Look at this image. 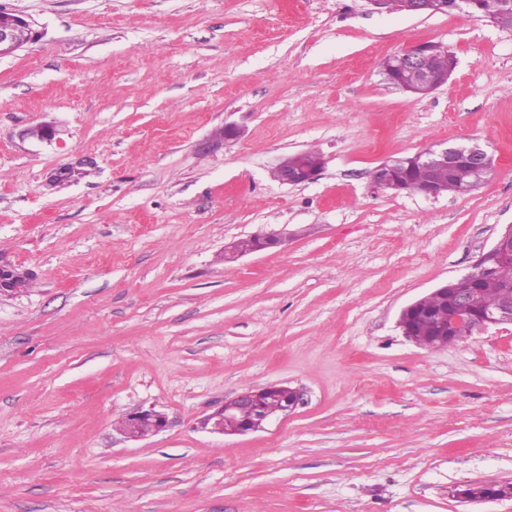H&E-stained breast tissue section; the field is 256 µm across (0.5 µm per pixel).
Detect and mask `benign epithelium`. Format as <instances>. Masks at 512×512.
Wrapping results in <instances>:
<instances>
[{
	"label": "benign epithelium",
	"instance_id": "benign-epithelium-1",
	"mask_svg": "<svg viewBox=\"0 0 512 512\" xmlns=\"http://www.w3.org/2000/svg\"><path fill=\"white\" fill-rule=\"evenodd\" d=\"M448 8L446 0H407L406 10L415 15H433L444 12ZM29 24L22 17L0 12V58L10 56L23 48L27 43ZM423 43H418L408 51L391 58V65L404 67L413 71L415 78L411 85L404 90L423 95L430 94L444 86L456 67V58L448 52L447 46H442L443 55L448 57V68L437 70L428 64V58L421 53ZM389 65V66H391ZM389 66H384V72H389ZM427 157V162L453 172L459 165L464 164L472 169L487 173L492 171L491 156L481 147L458 146L448 147L440 151L428 150L417 153L404 160H387L373 169L372 184L382 190L403 189V185L397 178L398 165L406 163L414 164ZM294 165L279 164L273 174L275 178L289 185L308 184L315 181L324 168V158L312 151H304L296 154ZM249 240L255 243L252 252L257 253L282 244V239L277 234L265 236H251ZM512 258V225L505 228L494 246L481 256L475 264L470 275L480 274L490 269V264L501 258ZM431 294L440 300H450L453 309L457 311L471 312V316L463 319L459 316L448 314V320H443L436 314V309L429 308L427 312L435 315L437 328L440 332L439 339L445 340L448 332L456 329L461 323L467 321L477 329H486L490 326L512 325V292L501 298L498 304L489 309L474 307L473 292H461L455 288L446 286L435 288ZM282 386L271 384L258 389H246L233 398L224 402V405L209 415L206 424L211 426L215 433L223 435H243L259 431L264 428L274 416L286 415L292 412L301 399L300 393L295 389H288V399L276 410L266 406V399L275 396V392ZM128 426L124 429L126 437L131 440H140L150 435H155L166 428V416L153 408L138 409L127 416Z\"/></svg>",
	"mask_w": 512,
	"mask_h": 512
}]
</instances>
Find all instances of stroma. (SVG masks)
I'll return each instance as SVG.
<instances>
[{"instance_id":"35a3bbf8","label":"stroma","mask_w":512,"mask_h":512,"mask_svg":"<svg viewBox=\"0 0 512 512\" xmlns=\"http://www.w3.org/2000/svg\"><path fill=\"white\" fill-rule=\"evenodd\" d=\"M0 7L32 29L0 58V512H512L457 496L512 482V327L426 349L398 324L512 225V30L367 0ZM428 40L447 84L387 83ZM473 143L493 169L469 194L371 185ZM301 151L319 178L274 180ZM270 384L300 391L289 415L205 426ZM150 407L166 428L126 439ZM246 239H248V240L245 242H241V245H244L245 247H249L252 245V243L249 241V240H251L255 243V247L252 250L242 251L239 249V246H238V244L241 240L237 241L236 243H234L233 245L228 247L229 248L228 254L232 260H237L245 255L261 252V251H264V250L272 248V247L280 246L282 244V239L277 234H269V235H265V236L256 235V236H250L249 238H246Z\"/></svg>"}]
</instances>
